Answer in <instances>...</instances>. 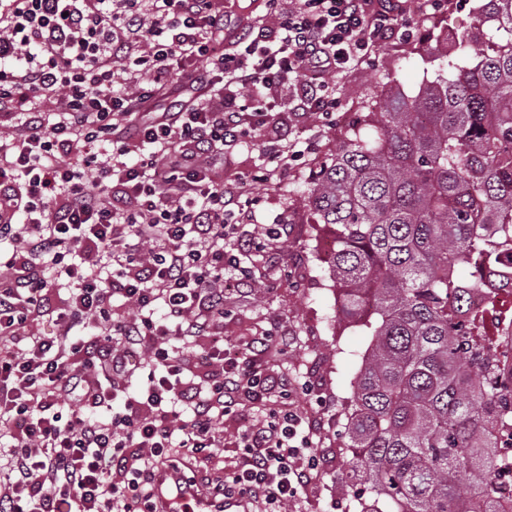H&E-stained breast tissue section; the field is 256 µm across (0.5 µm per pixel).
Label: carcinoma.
<instances>
[{
    "mask_svg": "<svg viewBox=\"0 0 512 512\" xmlns=\"http://www.w3.org/2000/svg\"><path fill=\"white\" fill-rule=\"evenodd\" d=\"M300 205L335 234L336 315L371 336L341 480L391 512H512L488 427L500 415L512 448V349L485 311L459 317L486 269L512 265V0H485L417 94L375 88Z\"/></svg>",
    "mask_w": 512,
    "mask_h": 512,
    "instance_id": "obj_1",
    "label": "carcinoma"
}]
</instances>
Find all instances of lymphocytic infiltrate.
<instances>
[{
	"label": "lymphocytic infiltrate",
	"mask_w": 512,
	"mask_h": 512,
	"mask_svg": "<svg viewBox=\"0 0 512 512\" xmlns=\"http://www.w3.org/2000/svg\"><path fill=\"white\" fill-rule=\"evenodd\" d=\"M413 29L405 0H265L228 47L217 0H0V512H153L159 465L229 445L212 497L284 512L315 483L318 430L270 372L273 333L214 334L255 246L221 176L258 141L294 160L281 103L335 111L327 75ZM177 76L201 94L140 121ZM59 288L55 334H30ZM111 396L122 412L101 414ZM244 408L226 442L218 421Z\"/></svg>",
	"instance_id": "1"
}]
</instances>
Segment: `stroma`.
Masks as SVG:
<instances>
[{
  "mask_svg": "<svg viewBox=\"0 0 512 512\" xmlns=\"http://www.w3.org/2000/svg\"><path fill=\"white\" fill-rule=\"evenodd\" d=\"M480 0H442L417 18L411 40H395L361 66L332 77L340 104L331 115H314L293 127L290 138L300 160L278 167L269 163L262 145L240 152L225 173H242L243 191L253 201L251 215L239 229L243 238L260 236L263 225L288 227L285 247H265L250 263L252 284L227 292L224 334L249 341L269 325L285 336L287 352L271 359L274 371L297 382H310L309 393H297L296 407L314 420L321 432L327 465L307 497L290 503L287 512H359L368 491L345 487L344 449L350 381L361 365L370 338L358 323L336 315V291L329 262L319 249L330 228L309 221L297 199L312 182L321 161L338 151L346 132L356 126L359 107L373 86L393 77L417 92L431 78L433 61L445 49V36H457L476 21Z\"/></svg>",
  "mask_w": 512,
  "mask_h": 512,
  "instance_id": "1",
  "label": "stroma"
}]
</instances>
